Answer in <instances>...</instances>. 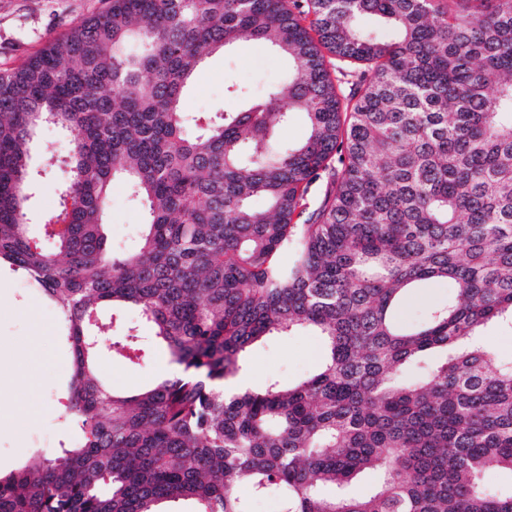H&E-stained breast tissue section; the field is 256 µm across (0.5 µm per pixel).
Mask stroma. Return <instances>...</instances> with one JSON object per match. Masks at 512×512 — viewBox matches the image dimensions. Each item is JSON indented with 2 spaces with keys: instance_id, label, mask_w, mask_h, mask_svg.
I'll return each mask as SVG.
<instances>
[{
  "instance_id": "obj_1",
  "label": "stroma",
  "mask_w": 512,
  "mask_h": 512,
  "mask_svg": "<svg viewBox=\"0 0 512 512\" xmlns=\"http://www.w3.org/2000/svg\"><path fill=\"white\" fill-rule=\"evenodd\" d=\"M101 6L100 0H0V70L10 69L37 52L50 37L57 35ZM288 63L267 45L252 43L209 57L188 89L186 112H213L233 108L224 96V85L232 81L253 93H262L279 81ZM144 222L142 206L132 200L129 188L113 182L106 214L107 236L113 250L133 246ZM50 326L42 346V367L27 389L0 386V415L6 416L29 404L42 408L38 423L21 435L0 432V473L9 474L24 465L37 452L57 448L66 434L58 424L62 390L69 379L71 360L60 336L57 312L34 294L23 271L0 268V351L20 344L34 335L36 324ZM324 357V344L316 333L301 330L287 336H271L249 347L243 354L242 375L252 389H261L268 379L295 384L313 374ZM165 356L149 364L133 365L105 356L99 361L102 379L114 389L129 391L149 382L165 370Z\"/></svg>"
}]
</instances>
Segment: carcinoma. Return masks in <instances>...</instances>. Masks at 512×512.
Wrapping results in <instances>:
<instances>
[{
    "mask_svg": "<svg viewBox=\"0 0 512 512\" xmlns=\"http://www.w3.org/2000/svg\"><path fill=\"white\" fill-rule=\"evenodd\" d=\"M254 41L287 75L189 116L204 59ZM46 124L70 149L35 237ZM116 179L145 211L121 253ZM2 264L61 316L78 440L0 477V512H512L489 485L512 479V365L483 341L512 325V0H103L0 71ZM301 329L324 342L314 374L225 389L246 348ZM158 348L177 372L133 394L97 372ZM362 473L381 488L354 497ZM451 289L446 285H433L413 293L402 309V316L406 319L416 318L429 304L443 299Z\"/></svg>",
    "mask_w": 512,
    "mask_h": 512,
    "instance_id": "1",
    "label": "carcinoma"
}]
</instances>
